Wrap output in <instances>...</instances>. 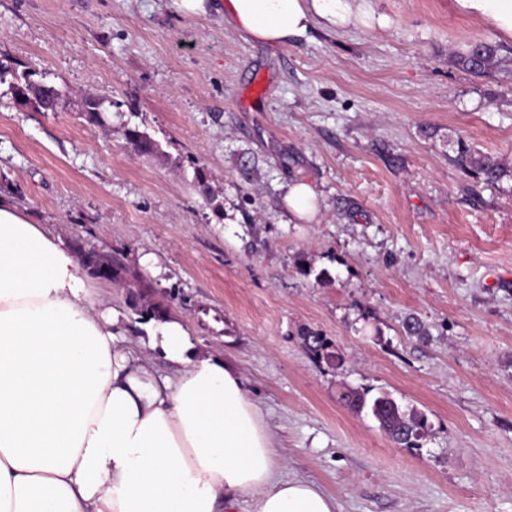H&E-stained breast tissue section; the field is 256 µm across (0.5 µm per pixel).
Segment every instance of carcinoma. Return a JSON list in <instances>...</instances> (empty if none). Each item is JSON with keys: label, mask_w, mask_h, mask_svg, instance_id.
<instances>
[{"label": "carcinoma", "mask_w": 512, "mask_h": 512, "mask_svg": "<svg viewBox=\"0 0 512 512\" xmlns=\"http://www.w3.org/2000/svg\"><path fill=\"white\" fill-rule=\"evenodd\" d=\"M458 62L471 72L484 75L496 68L499 64L496 49L485 43H475L470 49L457 56ZM13 94L16 101L24 105L34 106L35 111L42 110L41 104L53 101L57 95V88L35 84L29 80L27 74L16 77ZM86 121L92 125H102L106 113L112 111L115 102L108 98L98 96L83 97ZM126 138L139 152L150 154L158 150V144L146 133L138 129H130ZM458 161L465 167L472 168L481 173L485 180L494 183L507 176V171L497 164L489 163L485 158L472 152L466 145L459 148ZM134 276L123 260L117 255H110L109 262L99 269L93 278L117 283H128ZM129 305L141 319L163 322L169 318V306L163 301L144 303L138 289L129 291ZM301 337L309 355L318 363H326L332 367L343 364L341 355L335 351L333 345L320 332L311 329L301 331ZM355 409L368 411L387 430L393 439L403 445H415L425 435L426 418L414 410H407L398 404L390 394L382 392L371 396L369 392L352 391L347 399Z\"/></svg>", "instance_id": "obj_1"}]
</instances>
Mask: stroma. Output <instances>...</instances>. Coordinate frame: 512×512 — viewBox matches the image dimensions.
<instances>
[{
	"instance_id": "1",
	"label": "stroma",
	"mask_w": 512,
	"mask_h": 512,
	"mask_svg": "<svg viewBox=\"0 0 512 512\" xmlns=\"http://www.w3.org/2000/svg\"><path fill=\"white\" fill-rule=\"evenodd\" d=\"M369 6L371 26L272 44L227 27L224 0L198 15L173 0H0V196L66 244L120 254L146 299L235 364L284 477L336 512H512V39L452 0ZM476 39L502 60L482 77L457 62ZM25 71L120 109L101 125L34 111L12 93ZM130 128L158 152L131 151ZM462 143L508 176L462 167ZM299 181L320 212L293 222ZM89 285L146 347L127 289ZM411 316L426 339L405 332ZM305 328L341 367L308 356ZM346 387L422 412L418 446L345 406Z\"/></svg>"
}]
</instances>
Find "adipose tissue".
Returning a JSON list of instances; mask_svg holds the SVG:
<instances>
[{
    "label": "adipose tissue",
    "mask_w": 512,
    "mask_h": 512,
    "mask_svg": "<svg viewBox=\"0 0 512 512\" xmlns=\"http://www.w3.org/2000/svg\"><path fill=\"white\" fill-rule=\"evenodd\" d=\"M234 28L284 43L313 25H368V0H226ZM512 38V0H453ZM125 344L71 249L0 199V512H335L283 479L265 412L240 372L185 325Z\"/></svg>",
    "instance_id": "ef3b65f1"
}]
</instances>
